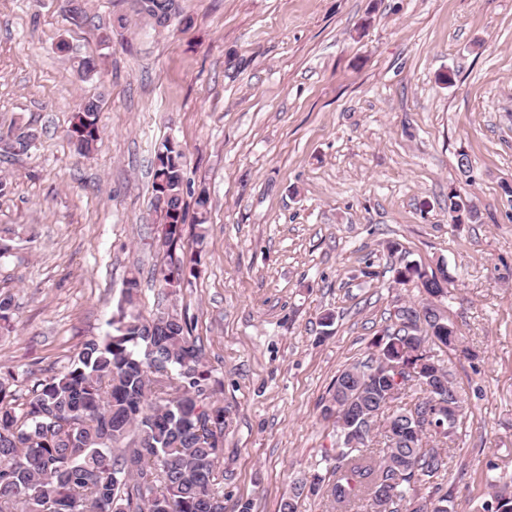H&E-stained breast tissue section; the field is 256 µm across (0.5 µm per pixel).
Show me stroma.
I'll return each instance as SVG.
<instances>
[{
  "label": "stroma",
  "mask_w": 512,
  "mask_h": 512,
  "mask_svg": "<svg viewBox=\"0 0 512 512\" xmlns=\"http://www.w3.org/2000/svg\"><path fill=\"white\" fill-rule=\"evenodd\" d=\"M84 7L77 26L67 0H0V136L37 135L0 162V226L33 231L0 261L16 397L106 334L137 275L144 314L187 315L222 384L224 512H278L335 439L321 407L336 375L421 298L396 269L443 267L440 304L479 354L451 364L452 506L484 512L489 475L512 491V0H179L166 26L134 0ZM88 98L100 138L84 157L67 130ZM167 140L186 202L210 195L171 254L153 192ZM452 189L476 220L451 223ZM190 256L198 276L166 288Z\"/></svg>",
  "instance_id": "35a3bbf8"
}]
</instances>
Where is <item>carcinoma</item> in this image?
Masks as SVG:
<instances>
[{
    "mask_svg": "<svg viewBox=\"0 0 512 512\" xmlns=\"http://www.w3.org/2000/svg\"><path fill=\"white\" fill-rule=\"evenodd\" d=\"M138 13L160 25L177 16L176 0H136ZM100 103L78 104L68 137L75 149L90 154L99 138ZM36 134L25 129L0 138V155H26ZM183 153L165 141L156 154L153 191L166 198L163 244L176 248L186 223ZM452 223L470 220L468 203L451 190ZM20 233L0 229V258L13 249ZM198 260L171 263L163 272L175 288L198 275ZM427 271L408 264L396 270L398 284H424ZM101 338L85 340L63 371L38 379L26 401L17 402L0 381V512H224V405L215 397L218 382L204 362V350L191 336L186 316L140 309L137 280H129ZM376 353L350 369L363 378L360 400L385 401L389 382L385 366L411 368L399 400H417L383 419L392 424V444L373 447L376 435L348 444L350 428L336 425L335 447L325 451L328 466L294 484L280 503V512H299V500L322 495L338 506L364 501L375 512L380 492L392 491V512H449L451 495L443 490L448 453L432 438L413 439L405 432L408 415L424 412L434 385L448 388V416L462 410V397L445 364V355L461 353L458 327L441 313L416 319L411 331L392 328L377 337ZM346 374L336 376L323 413L341 403Z\"/></svg>",
    "mask_w": 512,
    "mask_h": 512,
    "instance_id": "cac0c4a2",
    "label": "carcinoma"
}]
</instances>
